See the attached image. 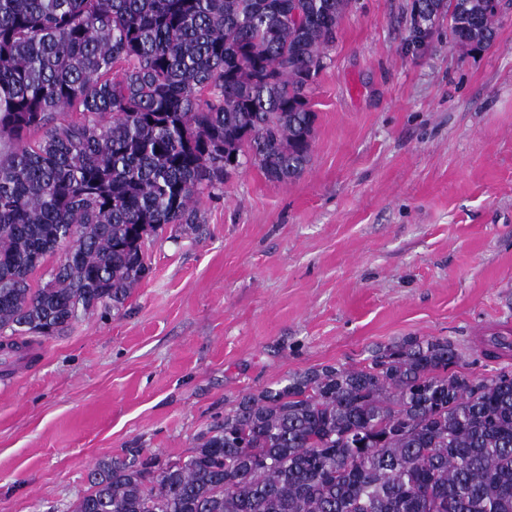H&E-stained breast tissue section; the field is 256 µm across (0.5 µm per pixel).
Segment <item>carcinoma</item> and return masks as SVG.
<instances>
[{"instance_id": "1", "label": "carcinoma", "mask_w": 512, "mask_h": 512, "mask_svg": "<svg viewBox=\"0 0 512 512\" xmlns=\"http://www.w3.org/2000/svg\"><path fill=\"white\" fill-rule=\"evenodd\" d=\"M354 0H0V373L120 310L143 244L247 159L299 177L309 96ZM490 46L491 0H413L408 40ZM78 112V119L67 113ZM50 258V280L32 275ZM512 358V337L483 343ZM409 337L241 397L185 458L98 460L68 512H512V369Z\"/></svg>"}]
</instances>
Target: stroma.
I'll return each instance as SVG.
<instances>
[{
  "label": "stroma",
  "instance_id": "obj_1",
  "mask_svg": "<svg viewBox=\"0 0 512 512\" xmlns=\"http://www.w3.org/2000/svg\"><path fill=\"white\" fill-rule=\"evenodd\" d=\"M411 0H356L311 96L312 158L254 164L203 195L196 230L145 243L152 270L108 317L80 316L0 375V512H67L99 459L186 456L237 399L408 336L492 375L512 334V17L487 49ZM509 336H503L498 334L496 336H490L486 342H483V346L480 349V354L484 359L492 358V359H502L508 358L511 360L512 358V337L511 334H507ZM484 347V348H483Z\"/></svg>",
  "mask_w": 512,
  "mask_h": 512
}]
</instances>
